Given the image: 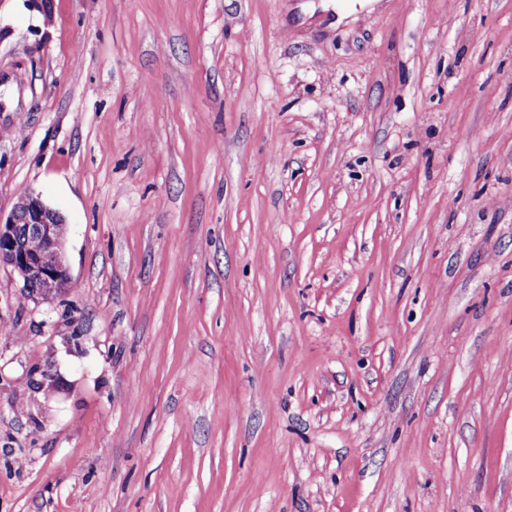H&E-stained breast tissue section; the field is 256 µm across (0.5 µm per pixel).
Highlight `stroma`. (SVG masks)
<instances>
[{
    "instance_id": "1",
    "label": "stroma",
    "mask_w": 512,
    "mask_h": 512,
    "mask_svg": "<svg viewBox=\"0 0 512 512\" xmlns=\"http://www.w3.org/2000/svg\"><path fill=\"white\" fill-rule=\"evenodd\" d=\"M0 512H512V0H0ZM64 231L59 213L38 196H21L5 220L0 213V267H11L32 293L46 295L65 288L70 274L63 257ZM32 241L37 248L30 246ZM43 251L55 254L51 267L44 265Z\"/></svg>"
}]
</instances>
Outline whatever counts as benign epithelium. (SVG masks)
<instances>
[{
	"mask_svg": "<svg viewBox=\"0 0 512 512\" xmlns=\"http://www.w3.org/2000/svg\"><path fill=\"white\" fill-rule=\"evenodd\" d=\"M65 222L41 199L26 194L18 199L7 218L0 217V267L18 274L23 288L40 295L57 292L70 280L63 257ZM55 254L47 267L42 252Z\"/></svg>",
	"mask_w": 512,
	"mask_h": 512,
	"instance_id": "7a95c632",
	"label": "benign epithelium"
}]
</instances>
